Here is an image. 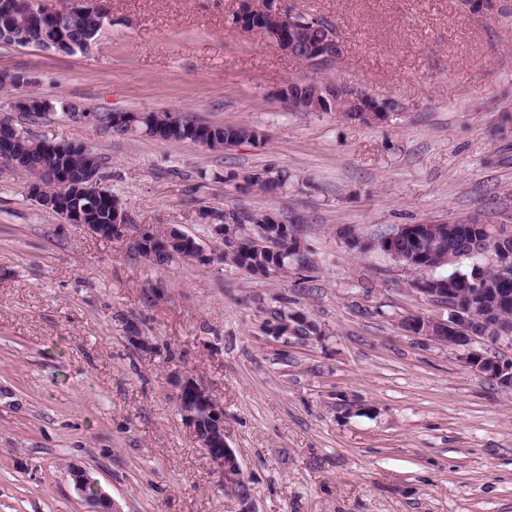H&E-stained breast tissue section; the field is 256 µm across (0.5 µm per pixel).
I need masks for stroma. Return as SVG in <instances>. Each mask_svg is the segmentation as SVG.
Returning a JSON list of instances; mask_svg holds the SVG:
<instances>
[{"mask_svg":"<svg viewBox=\"0 0 512 512\" xmlns=\"http://www.w3.org/2000/svg\"><path fill=\"white\" fill-rule=\"evenodd\" d=\"M107 18L87 52L0 44V115L26 136L95 148L98 179L132 223L208 251L225 208L299 223L313 266L255 278L219 262L158 265L133 239L64 223L0 162V512H91L71 468L122 512H512V390L460 349L403 327L444 319L417 274L351 249L404 224L512 225V12L458 0H286L327 18L339 63L307 67L226 21L234 0H91ZM331 79L399 101L386 123L295 112L291 81ZM37 95L39 117L16 109ZM185 113L246 124L262 144L210 150L89 112ZM287 173L243 195L235 175ZM301 316L306 332L281 330ZM152 343L129 340L127 324ZM224 407L250 490L225 493L186 434L177 379ZM462 8L474 16L489 17L509 9L508 0H461Z\"/></svg>","mask_w":512,"mask_h":512,"instance_id":"stroma-1","label":"stroma"}]
</instances>
